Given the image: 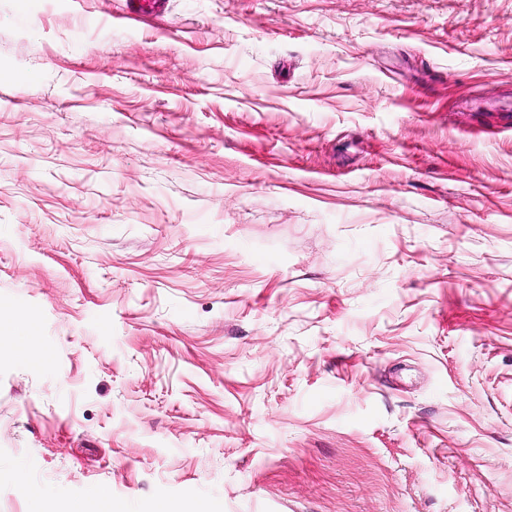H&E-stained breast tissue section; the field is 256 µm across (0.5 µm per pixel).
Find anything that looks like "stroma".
Returning a JSON list of instances; mask_svg holds the SVG:
<instances>
[{"instance_id": "obj_1", "label": "stroma", "mask_w": 512, "mask_h": 512, "mask_svg": "<svg viewBox=\"0 0 512 512\" xmlns=\"http://www.w3.org/2000/svg\"><path fill=\"white\" fill-rule=\"evenodd\" d=\"M512 0H0V512H512Z\"/></svg>"}]
</instances>
